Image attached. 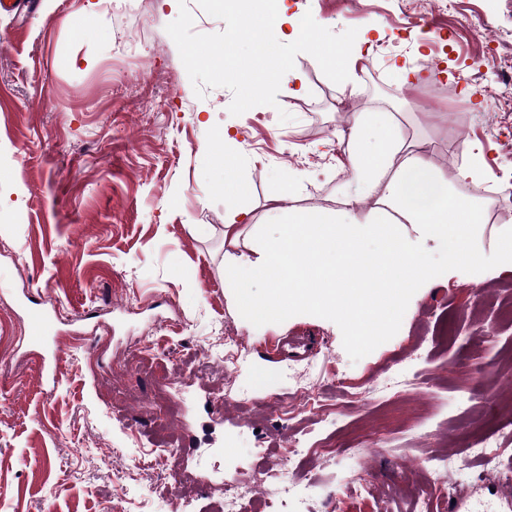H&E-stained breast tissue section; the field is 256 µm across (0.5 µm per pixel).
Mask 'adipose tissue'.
Segmentation results:
<instances>
[{
    "mask_svg": "<svg viewBox=\"0 0 512 512\" xmlns=\"http://www.w3.org/2000/svg\"><path fill=\"white\" fill-rule=\"evenodd\" d=\"M348 128L354 185L343 195L341 218H286L277 238L261 242L257 258L236 257L224 265L237 308L255 324L284 322L301 309L345 319L364 342L380 335L409 288L435 281L433 264L401 236L403 222L419 225L424 238L439 243L449 266L479 261L473 230L481 212L451 195L427 155L404 143L393 124L373 126L370 113H359ZM374 135L380 147L371 152L366 143ZM368 198L374 204L358 218L356 210ZM369 240L382 244V252L364 250ZM259 282L268 287L262 297L252 291Z\"/></svg>",
    "mask_w": 512,
    "mask_h": 512,
    "instance_id": "ef3b65f1",
    "label": "adipose tissue"
}]
</instances>
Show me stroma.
I'll use <instances>...</instances> for the list:
<instances>
[{"label":"stroma","mask_w":512,"mask_h":512,"mask_svg":"<svg viewBox=\"0 0 512 512\" xmlns=\"http://www.w3.org/2000/svg\"><path fill=\"white\" fill-rule=\"evenodd\" d=\"M413 2L285 5L331 47L357 45L366 28L377 43L414 42V85L396 79L404 57L373 53L343 86L287 40L284 73L248 102L240 78L269 62L260 30L232 38L237 10L41 0L37 13L0 15V512H213L225 483L265 499L282 481L298 493L281 512H512V491L469 456L484 440L512 467V365L501 362L512 323L499 314L512 266L498 253L512 235V196L499 190L512 184L500 64L512 0H456L409 28ZM478 60L484 97L458 83ZM360 112L395 115L451 191L483 208L481 259L451 267L405 224L441 279L411 289L383 335L360 344L344 321L303 311L254 325L224 284L225 254L278 236L269 200L283 191L297 213L340 209L336 129ZM224 128L246 183L233 203L209 149ZM467 143L487 160L478 186L455 178ZM235 206L250 220L232 247ZM29 301L59 313L67 337L46 383L25 356ZM292 335L312 337L314 355L290 353L281 340ZM412 375L385 397L387 379ZM184 422L197 427L195 451L177 470L157 446L181 444ZM295 434L311 444L292 454ZM445 455L462 466L440 492L418 463ZM360 478L372 497H353Z\"/></svg>","instance_id":"stroma-1"}]
</instances>
